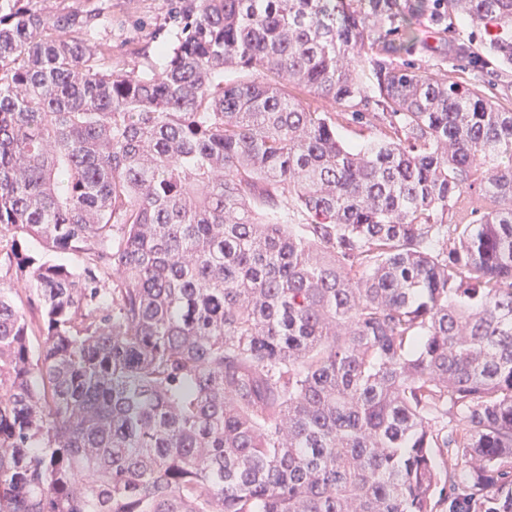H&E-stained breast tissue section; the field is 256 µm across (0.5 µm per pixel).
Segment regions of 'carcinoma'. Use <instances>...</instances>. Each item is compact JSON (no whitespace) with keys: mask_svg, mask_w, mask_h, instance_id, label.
<instances>
[{"mask_svg":"<svg viewBox=\"0 0 512 512\" xmlns=\"http://www.w3.org/2000/svg\"><path fill=\"white\" fill-rule=\"evenodd\" d=\"M178 2L0 0V512H512V0ZM170 3L169 0H41L38 6L49 16L66 7L97 8L105 20L102 37L111 42L115 54L125 58L128 68H137L145 63L139 52L146 45L150 61L162 65L156 47L168 46L161 31L168 27ZM482 89L494 101L505 108H512V68L484 76ZM0 286L5 289L13 288V292L17 291L23 300V307L26 314L28 316H38L36 308L30 307L28 303V298H30L31 295L34 297V286L27 281L16 279L14 269L8 271L3 262L0 269Z\"/></svg>","mask_w":512,"mask_h":512,"instance_id":"obj_1","label":"carcinoma"}]
</instances>
